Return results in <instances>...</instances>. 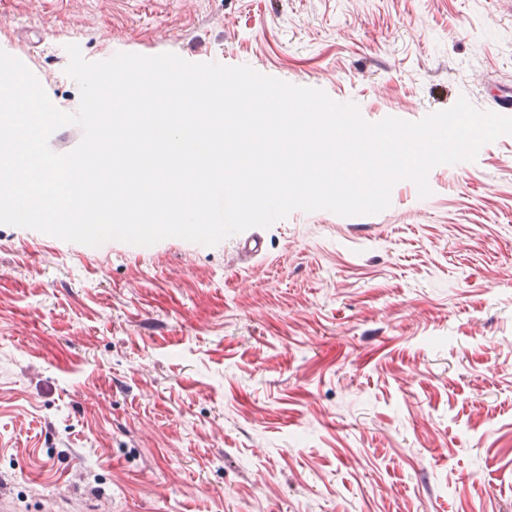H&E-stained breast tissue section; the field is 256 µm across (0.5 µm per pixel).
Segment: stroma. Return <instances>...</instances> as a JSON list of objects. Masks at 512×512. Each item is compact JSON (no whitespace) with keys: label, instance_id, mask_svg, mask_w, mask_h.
Masks as SVG:
<instances>
[{"label":"stroma","instance_id":"stroma-1","mask_svg":"<svg viewBox=\"0 0 512 512\" xmlns=\"http://www.w3.org/2000/svg\"><path fill=\"white\" fill-rule=\"evenodd\" d=\"M61 48L246 65L416 122L512 88V0H0ZM111 41H104V34ZM376 215L213 247L0 225V512H512V134Z\"/></svg>","mask_w":512,"mask_h":512}]
</instances>
